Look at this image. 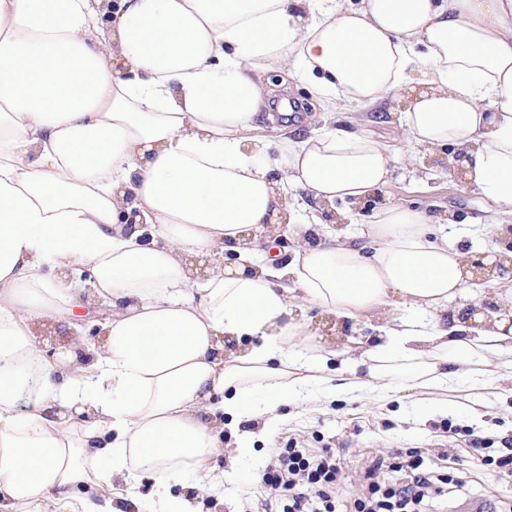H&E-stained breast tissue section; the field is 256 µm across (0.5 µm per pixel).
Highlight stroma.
<instances>
[{"label": "stroma", "mask_w": 512, "mask_h": 512, "mask_svg": "<svg viewBox=\"0 0 512 512\" xmlns=\"http://www.w3.org/2000/svg\"><path fill=\"white\" fill-rule=\"evenodd\" d=\"M287 86L274 100L279 116L262 111L254 118L259 135L270 141H277L286 130L308 137L330 126L349 131L361 127L389 143L400 135L399 119L407 107L400 96H391L368 111L316 112L309 108L310 84L303 75L289 77ZM447 160L448 152L442 149L433 162H413L397 171L383 190L384 202L422 209L435 220L453 213L456 222L448 234L462 251L512 252V223H503L491 203L451 178ZM288 200L298 206L311 230L320 234L332 230L341 238L368 244L367 226L355 206L335 204L337 224L332 227L323 209L304 191H289ZM385 325L382 315L348 319L325 334L324 341L339 350L351 349L359 341L368 347L383 335ZM280 413L276 425L254 438L253 451L239 462L236 478L209 492L202 512H247L258 499H274V492L260 490L256 473L273 449L291 439L308 448L336 450L348 475L344 489L349 498L361 495L360 480L372 459L410 449L419 451L439 473L466 480L464 491L448 494L447 512H469L472 506L489 502L498 503L501 512H512V474L477 469L467 436L472 430L498 439L512 437V395L503 392L495 376H488L478 388L461 384L435 393L397 388L368 395L350 392L336 379L324 391L281 408ZM452 423L460 427V434L449 435Z\"/></svg>", "instance_id": "stroma-1"}]
</instances>
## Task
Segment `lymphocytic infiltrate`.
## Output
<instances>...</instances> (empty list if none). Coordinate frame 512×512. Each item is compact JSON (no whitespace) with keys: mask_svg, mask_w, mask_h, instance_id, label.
Here are the masks:
<instances>
[{"mask_svg":"<svg viewBox=\"0 0 512 512\" xmlns=\"http://www.w3.org/2000/svg\"><path fill=\"white\" fill-rule=\"evenodd\" d=\"M258 477L260 488L278 492L279 512H421L423 503L443 491L464 488L454 477L438 486L423 457L408 451L375 460L365 471L362 496L348 499L342 494L344 474L333 449L313 451L294 441L275 449Z\"/></svg>","mask_w":512,"mask_h":512,"instance_id":"obj_1","label":"lymphocytic infiltrate"}]
</instances>
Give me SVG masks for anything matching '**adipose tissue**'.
I'll use <instances>...</instances> for the list:
<instances>
[{"label": "adipose tissue", "mask_w": 512, "mask_h": 512, "mask_svg": "<svg viewBox=\"0 0 512 512\" xmlns=\"http://www.w3.org/2000/svg\"><path fill=\"white\" fill-rule=\"evenodd\" d=\"M273 69L326 112L404 93L406 150L285 136L272 174L253 119ZM446 146L512 217V0H0V504L199 512L234 475L212 465L223 429L250 451L242 420L330 370L352 392L512 381V325L448 314L471 266L423 211L378 208L368 249L303 237L286 265L252 260L266 225L296 221L286 189L357 203ZM100 300L102 343L48 353L45 331ZM306 307L395 314L354 356L311 341Z\"/></svg>", "instance_id": "adipose-tissue-1"}]
</instances>
